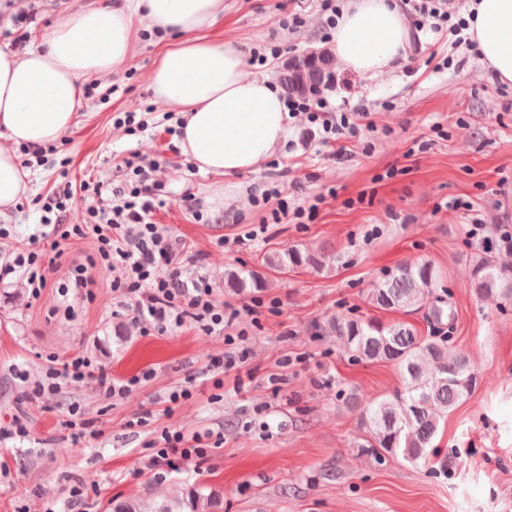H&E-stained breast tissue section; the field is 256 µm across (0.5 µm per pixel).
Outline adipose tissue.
<instances>
[{"label": "adipose tissue", "instance_id": "1", "mask_svg": "<svg viewBox=\"0 0 512 512\" xmlns=\"http://www.w3.org/2000/svg\"><path fill=\"white\" fill-rule=\"evenodd\" d=\"M468 33L483 63L512 84V0H473ZM224 0H112L73 13L37 46L0 48V215L29 190L17 147L40 148L71 129L86 79L115 72L127 58L136 23L161 46L151 73L154 98L179 113V145L198 169L232 176L255 171L281 149L288 113L267 77L250 72L233 43L208 38ZM411 24L400 0H346L332 30L340 64L378 77L403 58Z\"/></svg>", "mask_w": 512, "mask_h": 512}]
</instances>
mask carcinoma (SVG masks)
I'll list each match as a JSON object with an SVG mask.
<instances>
[{
  "mask_svg": "<svg viewBox=\"0 0 512 512\" xmlns=\"http://www.w3.org/2000/svg\"><path fill=\"white\" fill-rule=\"evenodd\" d=\"M333 55L327 50H312L288 64L284 82L288 91L301 94L318 90L331 78ZM470 287L480 295H495L500 305H512V265L497 264L488 256L486 246L476 248ZM273 269L312 266L327 267L326 257L290 248L266 258ZM229 287L241 291L261 287L251 269L227 273ZM433 268L407 263L385 276L370 292L375 307L406 312H423L429 334L423 336L406 323L384 324L360 318L336 322L330 334L343 340L354 360L390 362L401 372V386L377 398H360L356 406L366 429L365 447L381 457L400 455L410 463L427 459L438 434L440 422L475 389L478 373L469 357L449 354L453 339L455 313L436 292ZM216 498L199 489L172 500L157 501L142 496L112 506V512H212Z\"/></svg>",
  "mask_w": 512,
  "mask_h": 512,
  "instance_id": "carcinoma-1",
  "label": "carcinoma"
}]
</instances>
